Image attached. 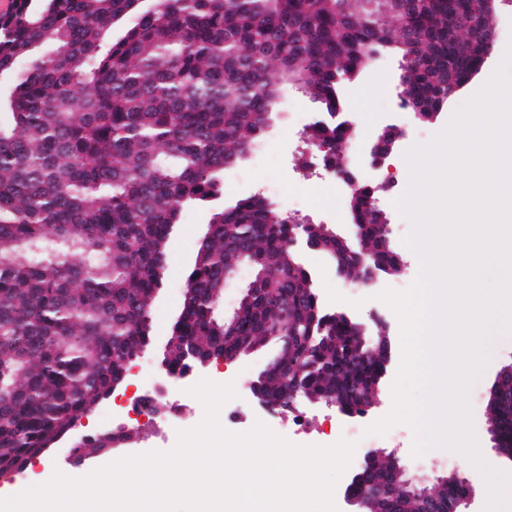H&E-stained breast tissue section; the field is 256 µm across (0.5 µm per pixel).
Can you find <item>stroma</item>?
Masks as SVG:
<instances>
[{
  "mask_svg": "<svg viewBox=\"0 0 512 512\" xmlns=\"http://www.w3.org/2000/svg\"><path fill=\"white\" fill-rule=\"evenodd\" d=\"M496 47L486 59L481 71L474 75L448 100L443 112L433 120L417 122L399 107L402 90L401 59L392 54L380 56L372 66L363 71L343 92L345 110L350 121L356 124L348 154V162L357 176L368 184L377 186L379 206L384 211L390 229V241L401 256L404 266L395 275L380 278L374 287L366 288L359 283L341 278L334 268L328 267L327 256L318 250L307 251L303 262L309 269L318 264L327 267L328 282L341 294L338 302H326L330 311L343 312L353 321L366 327L368 342L386 337L390 346V363L382 385L362 418L363 425H370L389 413L392 407V383L401 359L400 325L394 312L383 302L375 300L374 292L385 288L403 290L416 281L421 268L416 254L406 239L414 231V220L401 206L407 173L401 160L408 158L417 147L430 144L449 124L454 113L474 97L490 80L508 48L512 47V5L503 4L495 12ZM316 114L309 96L298 88L286 89L272 114L266 132L258 138L251 151L236 165L225 169L223 177V203L231 205L236 200L260 195L273 201L279 211L297 216L312 224H322L343 237H350L351 225L349 191L343 182L322 179V168L313 163V149L305 131ZM400 127L403 136L397 147L380 169H372L371 147L379 131L386 126ZM208 206H190L183 213L167 247L163 286L156 296L151 314L153 343L139 361L138 373L129 377L123 388L125 396L148 385L153 371L158 368L164 344L173 322L179 315L183 302L185 278L194 262L200 241L211 218ZM361 300V307H354V300ZM277 353L269 344L241 355L228 368L210 366L195 371V379H208L217 383L231 382L241 386L254 380ZM489 360L480 377L468 391L474 433L480 454L485 463L496 470L512 472V461L498 455L489 432L488 401L491 388L500 370L512 364V335L498 333L488 348ZM176 398L186 405L188 414L181 426L164 427L160 434H153L150 427L135 430L131 442L105 453L92 456L81 464H73V439L65 437L46 455L35 460L21 473H0V483L8 482L20 489H27L48 482V470L57 469L71 477L84 476L102 463L112 462L129 455L150 451L171 450L177 442L178 429H190L198 425L204 408L199 400L185 391H178ZM238 408L236 422L226 423L225 428L242 433L253 427L256 420H264L275 433L299 445L329 446L336 441V432L346 421L335 408L325 403L305 402L299 405L297 414H264L262 408L237 395L233 400ZM305 418V430H294L295 415ZM390 440L377 443V450L397 451L407 478L417 485H433L443 476L458 474L469 480L473 495L466 512H484L487 502V486L482 473L462 454L446 448H427L422 455L413 456L415 432L407 425L397 424L390 428Z\"/></svg>",
  "mask_w": 512,
  "mask_h": 512,
  "instance_id": "1",
  "label": "stroma"
}]
</instances>
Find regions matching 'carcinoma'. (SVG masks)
<instances>
[{
    "label": "carcinoma",
    "instance_id": "carcinoma-1",
    "mask_svg": "<svg viewBox=\"0 0 512 512\" xmlns=\"http://www.w3.org/2000/svg\"><path fill=\"white\" fill-rule=\"evenodd\" d=\"M15 0L0 17V472H22L112 395L113 383L150 336L163 285L170 228L190 205L221 197L224 170L269 127L283 89L317 104V144L351 135L336 113L342 93L383 52L401 58L410 107L440 112L493 48L481 0ZM126 22L112 39V27ZM468 30L466 40L451 32ZM275 76H270V73ZM377 188L350 198L354 224L379 275L397 267L375 220ZM331 248L360 247L322 224L277 212L249 196L215 208L185 281L169 336L176 376L197 358L229 357L273 343L264 384L273 403L292 395L288 361L302 372L301 396L344 392L348 410L371 404L370 381L384 360L353 346L338 312L326 310L314 276L288 235ZM264 273L229 320L217 312L236 242ZM288 302L290 346L278 336ZM499 447L512 450V378L494 386ZM365 512H422L406 490Z\"/></svg>",
    "mask_w": 512,
    "mask_h": 512
}]
</instances>
